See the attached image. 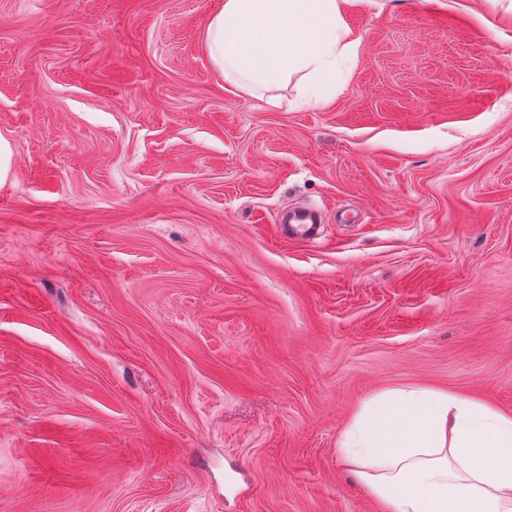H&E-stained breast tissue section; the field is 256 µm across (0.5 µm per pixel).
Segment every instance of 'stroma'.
<instances>
[{
	"label": "stroma",
	"mask_w": 512,
	"mask_h": 512,
	"mask_svg": "<svg viewBox=\"0 0 512 512\" xmlns=\"http://www.w3.org/2000/svg\"><path fill=\"white\" fill-rule=\"evenodd\" d=\"M223 2L0 0V512H376L362 400L512 413V0H344L312 108L225 90ZM286 212L288 224H279L280 231L286 238L307 243H316L319 240L322 231L320 222L314 218L315 210L302 208L292 214L286 209Z\"/></svg>",
	"instance_id": "35a3bbf8"
}]
</instances>
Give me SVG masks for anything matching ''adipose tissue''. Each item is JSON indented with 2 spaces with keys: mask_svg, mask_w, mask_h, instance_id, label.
Returning a JSON list of instances; mask_svg holds the SVG:
<instances>
[{
  "mask_svg": "<svg viewBox=\"0 0 512 512\" xmlns=\"http://www.w3.org/2000/svg\"><path fill=\"white\" fill-rule=\"evenodd\" d=\"M341 0H224L204 44L226 90L254 97L296 82L298 102L336 93L360 37ZM379 512H512V414L444 389L394 387L363 400L338 444Z\"/></svg>",
  "mask_w": 512,
  "mask_h": 512,
  "instance_id": "obj_1",
  "label": "adipose tissue"
}]
</instances>
